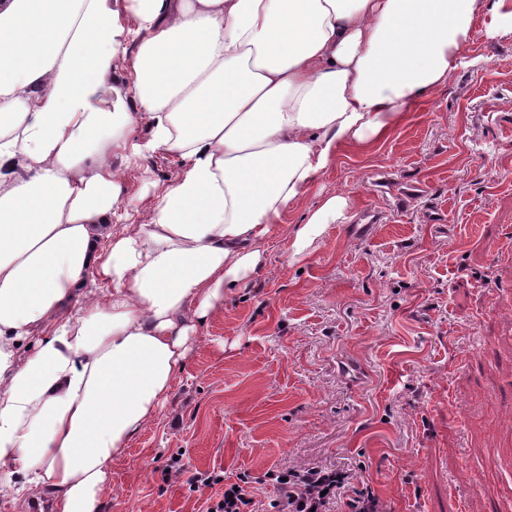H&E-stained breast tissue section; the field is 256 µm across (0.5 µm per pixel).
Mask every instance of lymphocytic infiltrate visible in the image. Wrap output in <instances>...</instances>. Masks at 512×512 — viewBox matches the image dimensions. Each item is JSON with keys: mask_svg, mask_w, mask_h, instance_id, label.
Wrapping results in <instances>:
<instances>
[{"mask_svg": "<svg viewBox=\"0 0 512 512\" xmlns=\"http://www.w3.org/2000/svg\"><path fill=\"white\" fill-rule=\"evenodd\" d=\"M265 482L276 489L274 498L256 500L248 475L227 484L223 472H195L188 476V492L202 494L200 512H383L371 487H357V475L342 466L319 464L268 470Z\"/></svg>", "mask_w": 512, "mask_h": 512, "instance_id": "obj_1", "label": "lymphocytic infiltrate"}]
</instances>
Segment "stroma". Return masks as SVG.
Wrapping results in <instances>:
<instances>
[{
    "mask_svg": "<svg viewBox=\"0 0 512 512\" xmlns=\"http://www.w3.org/2000/svg\"><path fill=\"white\" fill-rule=\"evenodd\" d=\"M476 21L465 58L385 138L345 148L283 216L350 199L299 256L198 327L155 420L112 464L101 512H197L187 473L352 468L385 512H512V37ZM147 223L179 168H122ZM387 178L385 192L374 185Z\"/></svg>",
    "mask_w": 512,
    "mask_h": 512,
    "instance_id": "stroma-1",
    "label": "stroma"
}]
</instances>
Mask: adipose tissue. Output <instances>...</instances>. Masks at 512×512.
<instances>
[{
    "label": "adipose tissue",
    "instance_id": "ef3b65f1",
    "mask_svg": "<svg viewBox=\"0 0 512 512\" xmlns=\"http://www.w3.org/2000/svg\"><path fill=\"white\" fill-rule=\"evenodd\" d=\"M0 0V474L100 512L112 462L164 406L197 322L263 266L340 152L444 84L475 20L512 0ZM95 37L82 38L85 29ZM137 52L130 111L109 82ZM146 142H130L140 126ZM182 166L149 223L114 231L115 150ZM349 201L292 231L302 254ZM110 290L68 307L89 277Z\"/></svg>",
    "mask_w": 512,
    "mask_h": 512
}]
</instances>
